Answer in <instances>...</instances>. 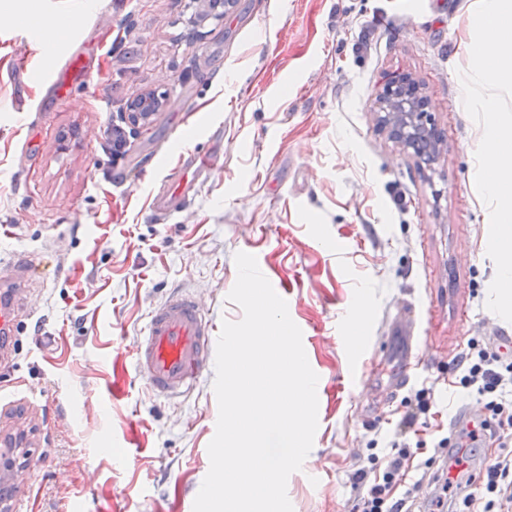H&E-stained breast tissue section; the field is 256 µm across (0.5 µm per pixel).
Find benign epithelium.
Masks as SVG:
<instances>
[{"mask_svg": "<svg viewBox=\"0 0 512 512\" xmlns=\"http://www.w3.org/2000/svg\"><path fill=\"white\" fill-rule=\"evenodd\" d=\"M429 102L422 100L418 84L406 74L391 76L377 97L376 111L387 118L385 128L389 136L398 143H404L407 124L424 131L426 138L410 146L421 161L430 162L435 153L432 145L437 138L435 128L428 119ZM165 106L155 95H143L125 115L129 134L134 135L144 127L157 112Z\"/></svg>", "mask_w": 512, "mask_h": 512, "instance_id": "1", "label": "benign epithelium"}]
</instances>
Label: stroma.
<instances>
[{
	"mask_svg": "<svg viewBox=\"0 0 512 512\" xmlns=\"http://www.w3.org/2000/svg\"><path fill=\"white\" fill-rule=\"evenodd\" d=\"M472 0H0L27 15L77 14L55 49L26 24L0 30V254L35 255L17 353L0 366V449H39L24 512H182L209 470L214 372L185 396L151 395L132 350L153 306L193 291L214 324L246 252L288 303L318 374L319 426L292 473L294 512H353L352 475L390 450L407 405L424 485L462 406L469 344L512 323L486 307L496 274L490 212L475 186L482 128L457 83ZM378 21L370 51L354 53ZM95 42L84 81L49 87L60 53ZM412 74L443 134L430 164L377 128L386 77ZM152 124L113 157L111 130L141 94ZM188 150L210 157L194 199L162 218L151 193ZM365 296L358 348L348 304ZM422 311L423 372L394 398L380 367L397 307Z\"/></svg>",
	"mask_w": 512,
	"mask_h": 512,
	"instance_id": "stroma-1",
	"label": "stroma"
}]
</instances>
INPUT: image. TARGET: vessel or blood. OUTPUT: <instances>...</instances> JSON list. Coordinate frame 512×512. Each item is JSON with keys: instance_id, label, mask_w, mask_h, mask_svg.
I'll list each match as a JSON object with an SVG mask.
<instances>
[{"instance_id": "obj_1", "label": "vessel or blood", "mask_w": 512, "mask_h": 512, "mask_svg": "<svg viewBox=\"0 0 512 512\" xmlns=\"http://www.w3.org/2000/svg\"><path fill=\"white\" fill-rule=\"evenodd\" d=\"M210 161L191 151L167 183L151 195L154 210L165 213L170 200L193 188L196 176ZM35 258L19 255L0 258V286L20 292L28 280ZM417 338L402 316H393L387 338V361L391 383L405 388L419 369ZM215 358L214 326L202 301L194 295L176 292L153 308L133 349L136 374L155 396L172 398L193 386Z\"/></svg>"}]
</instances>
